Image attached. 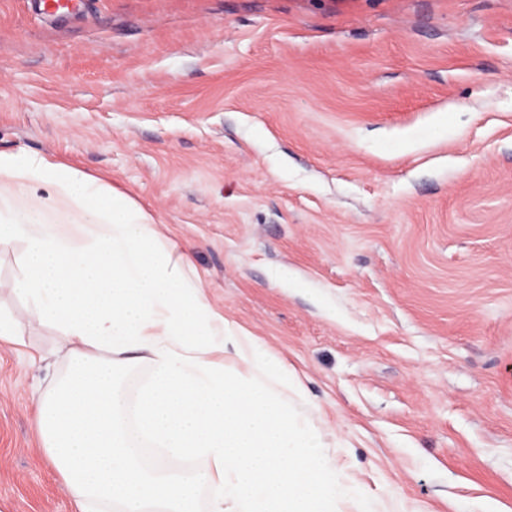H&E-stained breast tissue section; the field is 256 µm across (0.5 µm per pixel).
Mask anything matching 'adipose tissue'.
I'll list each match as a JSON object with an SVG mask.
<instances>
[{
	"label": "adipose tissue",
	"instance_id": "adipose-tissue-1",
	"mask_svg": "<svg viewBox=\"0 0 512 512\" xmlns=\"http://www.w3.org/2000/svg\"><path fill=\"white\" fill-rule=\"evenodd\" d=\"M4 187L0 243L24 242L12 290L64 332V373L34 416L80 512H347L349 479L319 431L263 380L277 363L184 276L149 215L26 154H0ZM40 189L68 197L72 223L44 221L28 201ZM132 354L151 365L133 394Z\"/></svg>",
	"mask_w": 512,
	"mask_h": 512
}]
</instances>
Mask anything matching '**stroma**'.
Listing matches in <instances>:
<instances>
[{
    "label": "stroma",
    "mask_w": 512,
    "mask_h": 512,
    "mask_svg": "<svg viewBox=\"0 0 512 512\" xmlns=\"http://www.w3.org/2000/svg\"><path fill=\"white\" fill-rule=\"evenodd\" d=\"M0 153L145 211L362 512H512V0H0ZM0 244V512H76Z\"/></svg>",
    "instance_id": "1"
}]
</instances>
